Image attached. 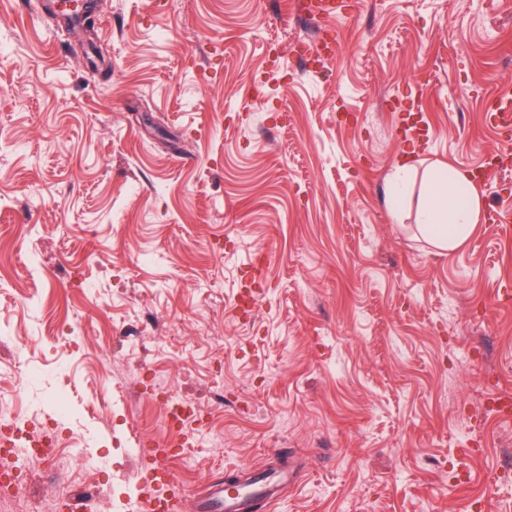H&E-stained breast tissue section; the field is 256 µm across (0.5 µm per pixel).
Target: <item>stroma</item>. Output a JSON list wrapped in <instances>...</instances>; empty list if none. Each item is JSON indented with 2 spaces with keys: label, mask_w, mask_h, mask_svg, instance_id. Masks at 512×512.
Returning <instances> with one entry per match:
<instances>
[{
  "label": "stroma",
  "mask_w": 512,
  "mask_h": 512,
  "mask_svg": "<svg viewBox=\"0 0 512 512\" xmlns=\"http://www.w3.org/2000/svg\"><path fill=\"white\" fill-rule=\"evenodd\" d=\"M335 3L0 0V401L60 457L13 496L127 512L166 448L178 512L247 467L271 512H512V0ZM448 164L482 211L443 251ZM488 115L493 124L507 138L510 144L512 139V103L511 88L501 92V97L492 101L488 109ZM432 192L418 214L419 228L441 249L454 250L472 233L481 212L468 170L445 165L428 173Z\"/></svg>",
  "instance_id": "stroma-1"
}]
</instances>
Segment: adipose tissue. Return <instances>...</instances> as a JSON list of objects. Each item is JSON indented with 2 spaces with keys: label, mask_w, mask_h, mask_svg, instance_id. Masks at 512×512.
<instances>
[{
  "label": "adipose tissue",
  "mask_w": 512,
  "mask_h": 512,
  "mask_svg": "<svg viewBox=\"0 0 512 512\" xmlns=\"http://www.w3.org/2000/svg\"><path fill=\"white\" fill-rule=\"evenodd\" d=\"M432 192L418 214L419 228L439 247L454 250L472 233L481 204L468 170L445 165L430 170Z\"/></svg>",
  "instance_id": "1"
}]
</instances>
